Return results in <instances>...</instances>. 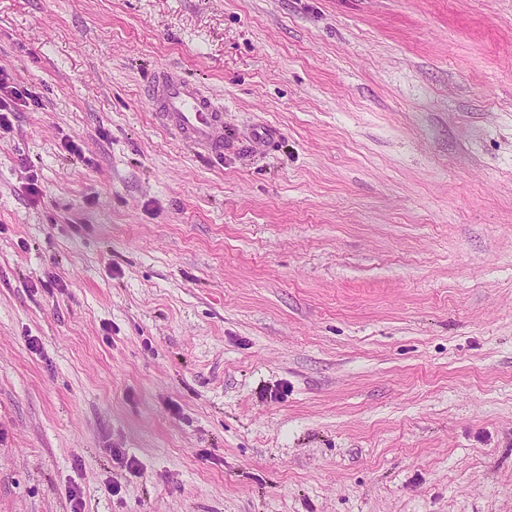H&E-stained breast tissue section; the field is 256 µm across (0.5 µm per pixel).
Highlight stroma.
Instances as JSON below:
<instances>
[{
	"mask_svg": "<svg viewBox=\"0 0 512 512\" xmlns=\"http://www.w3.org/2000/svg\"><path fill=\"white\" fill-rule=\"evenodd\" d=\"M0 68V512H512V0H0ZM146 95L161 124L174 135L208 154L224 151L229 140L224 113L194 84L163 68L154 74Z\"/></svg>",
	"mask_w": 512,
	"mask_h": 512,
	"instance_id": "stroma-1",
	"label": "stroma"
}]
</instances>
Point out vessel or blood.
<instances>
[{
    "label": "vessel or blood",
    "mask_w": 512,
    "mask_h": 512,
    "mask_svg": "<svg viewBox=\"0 0 512 512\" xmlns=\"http://www.w3.org/2000/svg\"><path fill=\"white\" fill-rule=\"evenodd\" d=\"M146 95L161 124L174 135L210 154L223 151L229 140L224 113L194 84L163 68L154 74Z\"/></svg>",
    "instance_id": "b4317fda"
}]
</instances>
